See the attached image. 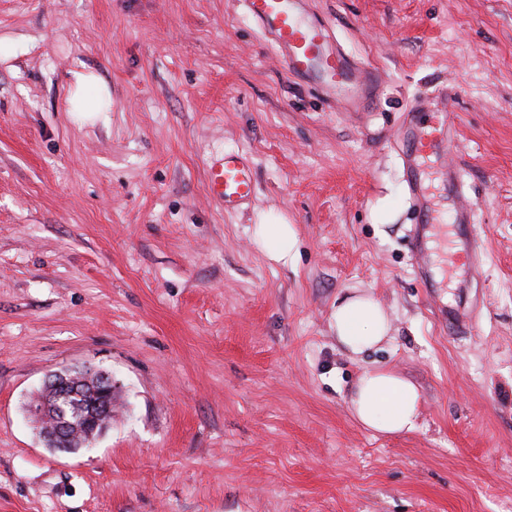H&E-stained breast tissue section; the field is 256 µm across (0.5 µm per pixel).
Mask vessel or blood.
<instances>
[{
    "instance_id": "vessel-or-blood-1",
    "label": "vessel or blood",
    "mask_w": 512,
    "mask_h": 512,
    "mask_svg": "<svg viewBox=\"0 0 512 512\" xmlns=\"http://www.w3.org/2000/svg\"><path fill=\"white\" fill-rule=\"evenodd\" d=\"M249 16L268 35L281 52L287 71L312 77L325 94L343 99L351 109L361 108L377 88L378 77L372 71L355 74L343 54L334 47L324 25L305 17L304 0H245ZM453 97L444 94L442 108L434 125L406 127L403 138L409 146L406 167L408 187L418 202L416 243L428 236L447 233V226L433 223L431 199L421 186L419 173L428 158L444 160L442 180L449 190L459 191L460 180L449 152L448 122L452 117ZM208 189L211 197L232 210L254 194L253 168L239 153L225 154L208 166Z\"/></svg>"
}]
</instances>
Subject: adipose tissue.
I'll return each instance as SVG.
<instances>
[{"label":"adipose tissue","mask_w":512,"mask_h":512,"mask_svg":"<svg viewBox=\"0 0 512 512\" xmlns=\"http://www.w3.org/2000/svg\"><path fill=\"white\" fill-rule=\"evenodd\" d=\"M336 339L359 357L387 342L389 319L371 294L356 292L340 300L333 313ZM420 393L408 378L381 366L364 369L351 394V410L365 428L382 434L416 430Z\"/></svg>","instance_id":"ef3b65f1"}]
</instances>
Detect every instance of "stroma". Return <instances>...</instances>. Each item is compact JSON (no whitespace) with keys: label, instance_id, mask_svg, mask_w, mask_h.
<instances>
[{"label":"stroma","instance_id":"stroma-1","mask_svg":"<svg viewBox=\"0 0 512 512\" xmlns=\"http://www.w3.org/2000/svg\"><path fill=\"white\" fill-rule=\"evenodd\" d=\"M307 7L377 73L372 108L286 73L242 0H0V512H512V0ZM78 72L110 111L72 112ZM446 86L485 257L471 275L449 224L427 288L402 133ZM242 152L256 190L227 212L207 162ZM264 220L290 226L287 263ZM355 291L391 326L361 358L332 326ZM86 364L112 374V426L51 452L24 406ZM376 365L418 386L415 431L353 416ZM255 235L264 244L268 243L269 256L275 261L288 258L294 246V238L288 234L287 224H257Z\"/></svg>","mask_w":512,"mask_h":512}]
</instances>
